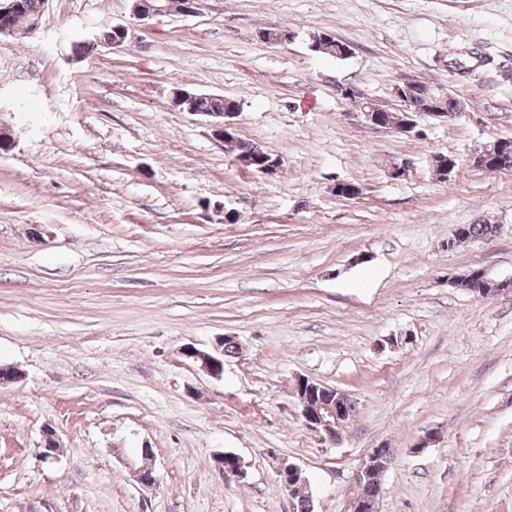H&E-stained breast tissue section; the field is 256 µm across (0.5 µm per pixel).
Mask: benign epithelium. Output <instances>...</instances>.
Returning <instances> with one entry per match:
<instances>
[{
	"instance_id": "1",
	"label": "benign epithelium",
	"mask_w": 512,
	"mask_h": 512,
	"mask_svg": "<svg viewBox=\"0 0 512 512\" xmlns=\"http://www.w3.org/2000/svg\"><path fill=\"white\" fill-rule=\"evenodd\" d=\"M213 138L222 143L236 137L235 113H224L221 122H209ZM508 155V144L501 142L495 150L484 149L475 158L478 167L486 170L501 162V158ZM183 355L200 363L202 369L208 373L219 376L224 368L223 357L200 351L194 347L183 349ZM294 397L300 408L304 426L319 434L324 440L336 442L353 419V415L345 411L344 405L348 395L338 389L329 388L324 384L306 376H299L294 384ZM41 459L53 461L56 459L58 446L55 432L50 428L42 431ZM379 450L376 448L364 457L354 473V482L357 486L377 484L376 458ZM275 476L279 487L288 492L290 497L297 496L298 489L306 483L303 470L294 463L288 462L284 457H275ZM215 466L227 477L240 479L245 475L244 464L241 458L234 453H224L214 458ZM380 496V489L375 487L368 495L357 494L350 503V512H374Z\"/></svg>"
}]
</instances>
